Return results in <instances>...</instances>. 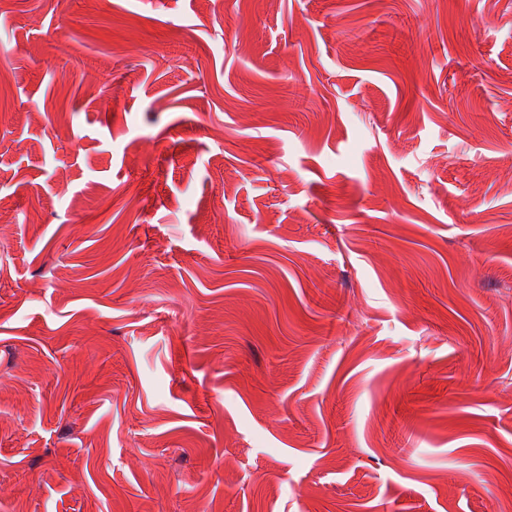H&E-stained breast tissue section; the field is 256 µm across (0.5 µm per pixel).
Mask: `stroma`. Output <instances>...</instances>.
Returning a JSON list of instances; mask_svg holds the SVG:
<instances>
[{"label": "stroma", "mask_w": 512, "mask_h": 512, "mask_svg": "<svg viewBox=\"0 0 512 512\" xmlns=\"http://www.w3.org/2000/svg\"><path fill=\"white\" fill-rule=\"evenodd\" d=\"M0 512H512V0H0Z\"/></svg>", "instance_id": "stroma-1"}]
</instances>
